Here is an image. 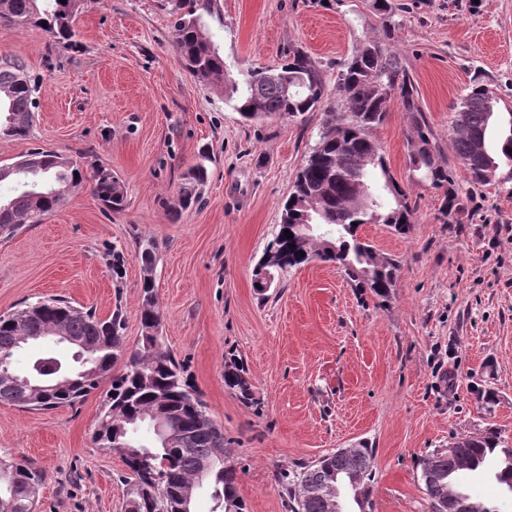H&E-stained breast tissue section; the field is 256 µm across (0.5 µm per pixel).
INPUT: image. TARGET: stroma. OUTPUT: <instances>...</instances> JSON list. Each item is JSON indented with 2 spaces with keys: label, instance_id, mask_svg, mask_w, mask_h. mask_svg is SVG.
Returning a JSON list of instances; mask_svg holds the SVG:
<instances>
[{
  "label": "stroma",
  "instance_id": "35a3bbf8",
  "mask_svg": "<svg viewBox=\"0 0 512 512\" xmlns=\"http://www.w3.org/2000/svg\"><path fill=\"white\" fill-rule=\"evenodd\" d=\"M400 2L386 47L413 76L453 166L452 126L476 74L512 108V0ZM171 8V0H89L72 46L0 23V60L21 59L42 80L32 136L1 138L0 163L42 146L86 176L62 207L0 242V315L57 295L102 318L118 307L134 344L136 244L154 239L165 343L231 444L247 512H287L281 468L362 442L376 451L374 512H430L422 456L488 432L512 447V196L459 181L470 218L445 222L443 192L411 170L409 124L391 100L375 137L415 222L405 235L382 224L358 234L399 260L393 293L380 301L314 260L259 294L254 269L324 115L244 122L222 89L180 65ZM207 24L230 71L274 67L295 46L330 81L356 42L383 35L372 0H217ZM204 150L212 161L202 203L173 218L183 176ZM100 168L121 179L124 210L96 198ZM116 251L125 257L119 280ZM232 354L246 363L252 403L224 385ZM480 389L495 402L479 403ZM102 399L97 391L49 411L0 402V458L44 473L37 512H122L126 467L92 440Z\"/></svg>",
  "mask_w": 512,
  "mask_h": 512
}]
</instances>
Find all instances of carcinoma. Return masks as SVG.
Listing matches in <instances>:
<instances>
[{
	"label": "carcinoma",
	"mask_w": 512,
	"mask_h": 512,
	"mask_svg": "<svg viewBox=\"0 0 512 512\" xmlns=\"http://www.w3.org/2000/svg\"><path fill=\"white\" fill-rule=\"evenodd\" d=\"M37 2L0 0V23H45L56 41L76 44L73 22L87 0H44L42 9ZM215 3L176 0L172 42L188 72L205 84L225 88L233 109L249 123L326 111L319 140L282 203L273 263L284 270L316 258L335 262L353 287L382 300L389 298L400 266L361 241L355 229L358 224H385L405 235L414 223L415 210L407 192L392 181L382 148L373 137L387 118L391 98L399 100L410 123L407 151L412 171L433 187L446 188L442 214L457 224L465 219L455 172L441 161L413 77L382 41L366 39L336 62V100L329 104L322 68L298 47L283 52L275 68L248 69L236 80L203 21L213 13ZM373 7L384 16L385 37H391L394 17L402 7L394 0H374ZM40 88L20 59L0 63L1 138L31 137ZM499 101L498 94L477 79L459 105L458 114L465 116L468 132L453 127V141L456 158L473 188L512 182V111H499ZM209 162L208 154H200L185 175L178 198L181 209L200 201ZM74 172L69 159L44 147H34L20 160L0 165V186L15 185L13 196L0 199V240L14 237L62 206L81 185L82 178ZM93 190L105 207L120 211L125 206L123 183L112 171L97 170ZM319 212L318 231L298 234V226ZM286 230L292 238L284 236ZM156 250L154 240L138 241L135 259L143 272L142 331L131 347L126 344L125 320L118 309L102 319L91 308L54 296L0 316V358L9 362V371L0 373V402L48 411L61 405L73 407L103 387L93 441L100 448L119 451L127 468L124 503L138 502L137 512H195L197 492L206 486L216 502L211 512H224L222 500L232 502L235 512H246L229 442L165 345L164 314L154 294ZM58 333L78 345L73 366L63 365L49 349L57 344ZM29 342L48 350L24 370L36 374L28 386L17 383L11 374L24 372L17 366V357ZM224 384L243 400H253L242 359L229 360ZM483 453H494L503 461L500 479L512 488V448L501 445L492 433L470 436L459 455L432 451L420 459L421 472L434 473V479L424 483L429 504L448 497L452 469L471 466ZM374 460L375 449L361 446L297 465L281 475L289 512H331V487L336 488V512H343L345 491L357 503H372ZM42 482V471L28 462H0V512H35Z\"/></svg>",
	"instance_id": "1"
}]
</instances>
